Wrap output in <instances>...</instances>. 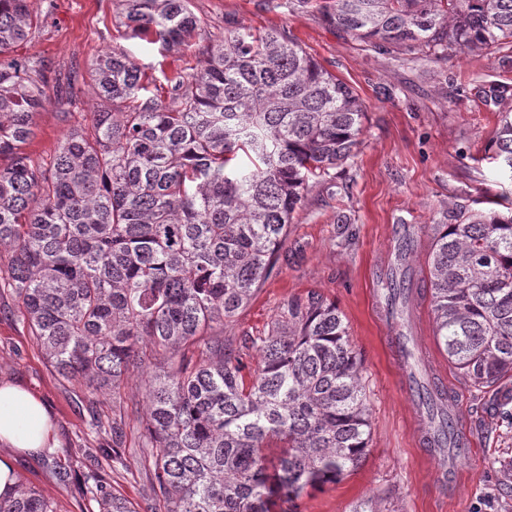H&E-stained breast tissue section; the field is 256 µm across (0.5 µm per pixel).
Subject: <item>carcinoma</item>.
Listing matches in <instances>:
<instances>
[{
  "mask_svg": "<svg viewBox=\"0 0 512 512\" xmlns=\"http://www.w3.org/2000/svg\"><path fill=\"white\" fill-rule=\"evenodd\" d=\"M129 38L204 65L163 74L123 48L92 63L90 112L59 113L67 130L49 159L26 152L41 112L66 97L50 60L20 56L42 20L35 0H0V288L55 375L114 391L141 367L143 403L112 412V461L125 417L138 415L151 489L164 512H302L308 487L337 484L364 462L371 423L361 358L336 304L315 291L284 299L268 330L234 341L232 320L271 275L311 184L356 157L360 97L286 30L224 21L201 34L191 0H120ZM365 46L442 60L512 43V0H318ZM490 159L512 178V114ZM434 337L475 388L512 376V214L469 211L430 225ZM388 306L406 302L388 277ZM256 367L246 362L250 352ZM430 447L456 443L448 396L410 372ZM272 439L285 451L262 454ZM100 512H137L97 471ZM0 512H55L19 484Z\"/></svg>",
  "mask_w": 512,
  "mask_h": 512,
  "instance_id": "1",
  "label": "carcinoma"
}]
</instances>
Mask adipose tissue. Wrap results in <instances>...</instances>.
Here are the masks:
<instances>
[{
    "mask_svg": "<svg viewBox=\"0 0 512 512\" xmlns=\"http://www.w3.org/2000/svg\"><path fill=\"white\" fill-rule=\"evenodd\" d=\"M57 445L56 425L41 396L22 384L0 382V446L29 455Z\"/></svg>",
    "mask_w": 512,
    "mask_h": 512,
    "instance_id": "ef3b65f1",
    "label": "adipose tissue"
}]
</instances>
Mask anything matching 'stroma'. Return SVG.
Returning a JSON list of instances; mask_svg holds the SVG:
<instances>
[{"mask_svg": "<svg viewBox=\"0 0 512 512\" xmlns=\"http://www.w3.org/2000/svg\"><path fill=\"white\" fill-rule=\"evenodd\" d=\"M207 36L224 34L225 19L257 29H285L329 71L347 83L367 109L358 153L331 183L311 186L288 226L280 259L252 301L224 325L240 338L265 330L283 299L321 293L345 316L349 339L362 355L371 439L360 468L338 484L307 489L304 512H352L372 501L379 512H512V403L486 411L488 395L470 386L436 345L427 285L431 224H452L477 202L512 211V180L490 163L502 113L512 110V43L491 55L460 53L433 62L391 48L365 49L355 37L312 8L283 0H193ZM118 0H54L51 12L21 55L50 58L61 73L87 84L95 58L123 48L142 63L168 72L196 66L187 52H159L129 39ZM506 85L501 101L484 97L489 84ZM413 239L405 272L409 299L402 315L386 309L388 275L396 269L403 236ZM9 292L0 293V382L26 385L45 400L61 445L35 456H15V475L54 502L56 512H99L85 494V477L98 470L135 506L150 512L142 428L130 421L122 464L112 462V440L95 427L112 408L141 400L144 378L132 373L111 395L57 377L20 321ZM413 337L430 376L456 405L466 453L446 477L424 445L428 420L409 390L394 337Z\"/></svg>", "mask_w": 512, "mask_h": 512, "instance_id": "1", "label": "stroma"}]
</instances>
